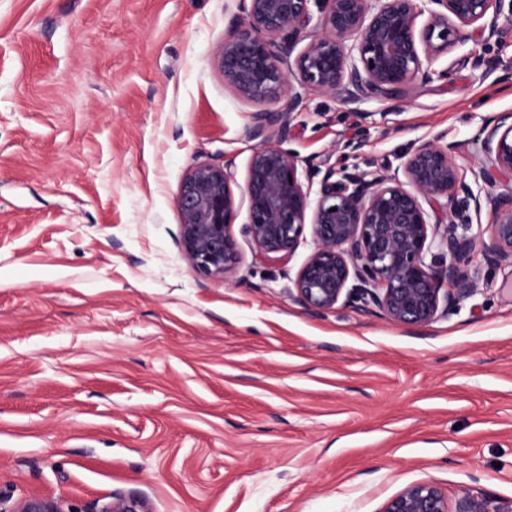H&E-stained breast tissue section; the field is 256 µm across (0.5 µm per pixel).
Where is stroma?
I'll return each mask as SVG.
<instances>
[{
  "mask_svg": "<svg viewBox=\"0 0 512 512\" xmlns=\"http://www.w3.org/2000/svg\"><path fill=\"white\" fill-rule=\"evenodd\" d=\"M236 0H0V496L92 512H380L408 485L512 499V266L411 329L289 294L308 256L244 234L226 277L179 244L176 197L212 157L244 180L257 103L216 51ZM401 102L308 94L286 148L397 172L445 136L484 159L512 112V40L470 37ZM359 142L348 155V141ZM92 512H150L147 503L136 497L115 496Z\"/></svg>",
  "mask_w": 512,
  "mask_h": 512,
  "instance_id": "1",
  "label": "stroma"
}]
</instances>
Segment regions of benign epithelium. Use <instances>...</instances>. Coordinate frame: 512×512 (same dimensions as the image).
I'll use <instances>...</instances> for the list:
<instances>
[{
  "label": "benign epithelium",
  "instance_id": "obj_1",
  "mask_svg": "<svg viewBox=\"0 0 512 512\" xmlns=\"http://www.w3.org/2000/svg\"><path fill=\"white\" fill-rule=\"evenodd\" d=\"M319 4V16L309 3ZM512 34V0H239L217 49L224 85L276 109L253 113L256 141L241 196L221 158L195 166L176 200L179 242L199 271L224 277L240 262L230 234L246 207V234L260 256L291 257L311 232L312 248L292 281L314 314L357 304L394 325L421 328L452 314L478 290L485 264H512V187L493 192L495 175L512 176V113L487 119L477 134L487 164L472 188L459 147L438 136L412 150L402 173L325 170L312 192L310 163L281 145L306 95L346 105L374 97L401 99L419 81L445 80L432 63L469 32ZM316 198H311V194ZM488 209L487 234L472 233V215ZM0 512H63L54 500L0 497ZM96 512H150L136 497L114 496ZM380 512H512L465 495L455 511L433 483L405 487Z\"/></svg>",
  "mask_w": 512,
  "mask_h": 512
}]
</instances>
